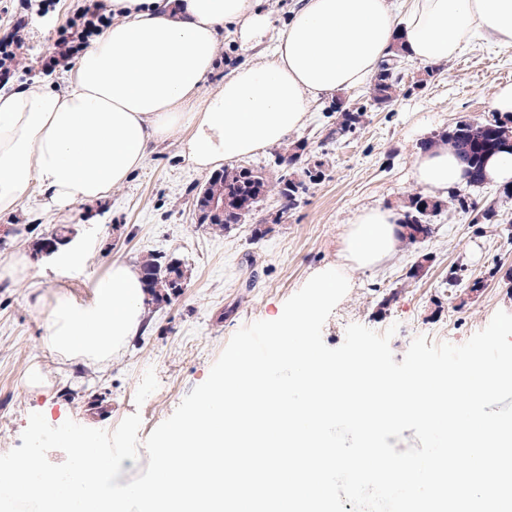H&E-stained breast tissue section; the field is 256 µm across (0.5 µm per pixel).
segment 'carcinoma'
<instances>
[{
  "instance_id": "1",
  "label": "carcinoma",
  "mask_w": 512,
  "mask_h": 512,
  "mask_svg": "<svg viewBox=\"0 0 512 512\" xmlns=\"http://www.w3.org/2000/svg\"><path fill=\"white\" fill-rule=\"evenodd\" d=\"M404 61L403 50L387 59L370 84L367 99L350 103L336 98V122L329 128L326 139L338 141L361 129L367 114L390 106L401 96H409L413 91L424 90L440 75V68L423 70L411 84L403 82L400 65ZM450 145L464 169L465 186L485 187L484 164L492 152L512 153V114L496 115L491 120H460L454 126L433 133L421 144L428 150L438 144ZM308 143L297 140L275 153L274 166L281 168L282 174L274 181L261 169L246 166L226 167L217 176L207 180L208 190H199L193 196L194 209L203 212V193L224 196V217L210 218L202 225L215 232H228L253 213L257 204L270 193L277 195L280 208L269 213L253 228L254 238L260 240L267 235L268 225L279 224L288 211L294 209L309 185L316 184L324 177L323 163L306 161ZM452 202L457 209L471 217L473 224H489L495 228L502 224L495 203H480L471 193L460 187L448 191V200L429 197L421 192L407 195L401 208L402 239L414 243L430 237L434 227L430 217ZM143 286L150 301L160 305L168 303L177 295L180 281L186 279L182 263L163 253H150L140 264Z\"/></svg>"
}]
</instances>
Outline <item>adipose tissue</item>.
<instances>
[{"mask_svg":"<svg viewBox=\"0 0 512 512\" xmlns=\"http://www.w3.org/2000/svg\"><path fill=\"white\" fill-rule=\"evenodd\" d=\"M111 10L112 24L65 75L64 88L34 81L0 89V214L32 190L61 218L104 199L143 167L172 132L190 131L182 154L207 172L275 147L302 127L319 96L368 85L402 45L405 57L443 65L474 38L512 50V0H303L276 28L261 0H87ZM242 44L272 41L271 54L235 68L203 93L225 30ZM414 178L430 196L465 181L446 145L420 152ZM397 210H360L343 240L351 268H373L399 242ZM145 315L137 264L114 262L80 305L56 298L44 341L87 361L111 359Z\"/></svg>","mask_w":512,"mask_h":512,"instance_id":"obj_1","label":"adipose tissue"}]
</instances>
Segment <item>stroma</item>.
Masks as SVG:
<instances>
[{"instance_id": "obj_1", "label": "stroma", "mask_w": 512, "mask_h": 512, "mask_svg": "<svg viewBox=\"0 0 512 512\" xmlns=\"http://www.w3.org/2000/svg\"><path fill=\"white\" fill-rule=\"evenodd\" d=\"M77 11L76 0H58L54 11L33 14L21 81L61 85L60 71L43 70L41 61L53 53L57 31ZM503 85H512V52L471 42L427 89L369 113L361 130L338 142L325 138L334 98L321 97L290 138L307 140L309 158L323 163L325 176L259 241L249 221L227 233L197 223L192 195L208 175L181 156L186 132L175 130L107 199L75 207L69 225L73 249L85 256L80 266L35 259L26 278L0 281V454L21 446L34 412L53 426L71 419L109 432L137 413L138 437L146 439L206 380L238 329L273 319L313 275L342 266L341 237L360 208L396 209L418 191L413 167L421 141L460 120L491 119L490 95ZM59 222L45 197L32 193L15 213L0 216V225L18 228L0 243V263L30 252L32 241ZM433 226L431 237L398 245L377 267L349 271V289L322 330L328 347L343 343L349 324L379 333L394 324L398 331L390 347L399 363L416 336L460 345L497 311L512 313V284L496 272L512 266L506 237L471 223L452 205ZM160 251L184 263L187 286L170 303L149 305L138 333L111 360L68 359L45 345L48 310L58 295L88 302L113 262L137 264ZM425 253L432 263L419 278H408ZM453 266L464 268L467 279L484 280L483 290L449 291ZM36 367L44 379L32 387L27 376Z\"/></svg>"}]
</instances>
